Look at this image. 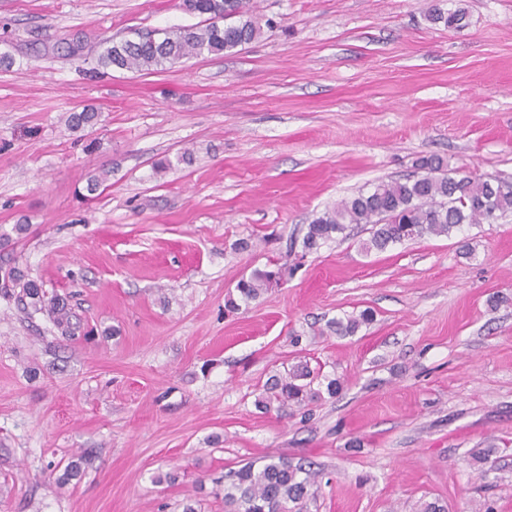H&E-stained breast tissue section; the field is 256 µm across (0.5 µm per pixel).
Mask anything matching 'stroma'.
Here are the masks:
<instances>
[{
    "label": "stroma",
    "instance_id": "1",
    "mask_svg": "<svg viewBox=\"0 0 512 512\" xmlns=\"http://www.w3.org/2000/svg\"><path fill=\"white\" fill-rule=\"evenodd\" d=\"M253 4L274 26L241 51L94 75L53 45L80 32L90 54L197 16L0 0V267L74 316L67 340L0 293V512H224L225 475L270 456L317 472L308 512H512V304L487 303L512 297V216L383 251H363L362 225L300 248L315 217L423 157L512 179V0ZM90 106L98 123L70 129ZM274 264L285 277L226 313ZM365 310L356 335L327 327ZM299 364L340 391L307 414L258 408ZM84 448L92 466L58 483L48 463Z\"/></svg>",
    "mask_w": 512,
    "mask_h": 512
}]
</instances>
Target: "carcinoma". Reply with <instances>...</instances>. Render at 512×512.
<instances>
[{
	"label": "carcinoma",
	"mask_w": 512,
	"mask_h": 512,
	"mask_svg": "<svg viewBox=\"0 0 512 512\" xmlns=\"http://www.w3.org/2000/svg\"><path fill=\"white\" fill-rule=\"evenodd\" d=\"M185 12L202 17L196 24L162 30L163 38L153 31L133 32V37L116 43L109 37L102 41V50L95 57V70L112 68L145 71L154 67L173 65L182 59L208 54L222 56L242 48L263 35L264 28L254 16L251 0H182ZM66 57L83 56V40L74 34L53 47ZM99 113L88 107L68 115V126L74 130L93 127ZM421 175L404 179L381 181L372 190L338 203L316 217L308 225L302 239V252L318 250L321 245L343 233L350 224H370L371 236L362 242V250L383 251L389 245L425 235L447 236L463 224H493L512 214V181L507 179L495 192H489L480 177L453 176L444 169L438 157L418 161ZM4 277L19 289V300H29L37 311H46L62 327H70V315L57 297L47 296L39 285L24 280L15 270ZM282 268L260 271L237 284L240 299L230 298L225 308L233 312L240 303H249L279 283ZM372 316L363 312L345 320L329 322V328L339 336L355 334ZM320 372L308 365H297L286 375H274L265 383L258 406L269 409L294 406L305 408L323 398L336 396L339 383L327 381L325 389L313 387ZM91 457L87 450L74 455L65 466L61 479L69 481L79 476ZM315 474L301 463L271 457L261 466L247 462L229 475L224 484L225 512H302L307 501L314 497Z\"/></svg>",
	"instance_id": "cac0c4a2"
}]
</instances>
